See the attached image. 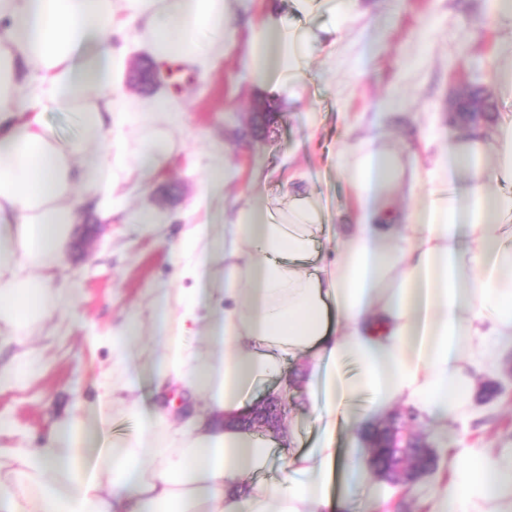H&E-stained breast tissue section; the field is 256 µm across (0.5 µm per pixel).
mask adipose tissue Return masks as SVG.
Instances as JSON below:
<instances>
[{"label": "adipose tissue", "instance_id": "obj_1", "mask_svg": "<svg viewBox=\"0 0 512 512\" xmlns=\"http://www.w3.org/2000/svg\"><path fill=\"white\" fill-rule=\"evenodd\" d=\"M127 27L142 30L156 61H194L199 35L224 29V0H0V343L30 336L68 301L50 282L81 218L76 189L111 190L124 166L101 154L113 126L142 117L112 87L123 64L112 32ZM312 40L267 17L247 66L263 86L299 80ZM49 112L77 113L80 134L60 140ZM396 169L390 153L347 151L341 172L360 213L338 226L331 253H311L322 229L314 207L273 220L257 192L223 242L186 243L199 275L224 256L208 354L183 343V318L160 305L163 372L204 394L203 407L177 426L142 414L93 476L63 423L20 453L15 479L0 477V512H373L368 450L338 448V429L363 432L397 404L446 427L470 410L469 369L493 362L490 338L512 341V120L492 139L450 144L406 218ZM298 357L317 437L267 481L271 441L235 421L256 384ZM337 466L339 501L328 491ZM452 470L451 484L430 488L429 512H512V457L463 449Z\"/></svg>", "mask_w": 512, "mask_h": 512}]
</instances>
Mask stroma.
<instances>
[{
  "label": "stroma",
  "instance_id": "35a3bbf8",
  "mask_svg": "<svg viewBox=\"0 0 512 512\" xmlns=\"http://www.w3.org/2000/svg\"><path fill=\"white\" fill-rule=\"evenodd\" d=\"M224 7L223 54L201 65L181 63L152 94L129 82L130 65L153 55L148 39L132 29L112 35L126 63L113 72V86L145 114L113 137L132 152L149 131L161 138L165 151L156 167L120 175L111 195L75 225L67 262L54 282L72 293V305L54 312L24 342L0 348L2 475L14 474L18 449L41 447L63 420H74L91 475L116 438L136 432L135 408L159 409L176 421L182 410L200 404V396L180 384L156 379L166 348L156 334L153 305L159 297L176 303L196 287L181 245L223 235L229 201L247 200L259 189L275 219L288 206L314 200L325 227L315 247L329 249L336 244L337 225L358 215L339 166L348 146L368 141L397 156L398 205L407 214L415 204L412 186L448 146L453 131L448 103L461 85L483 84L495 103L488 126L512 114L498 80L500 71L512 66V26H482L487 0H350L349 20L342 26L324 6L304 14L292 0H226ZM270 12L288 27L338 29L335 38L315 45L303 79L289 91L258 86L245 65V46ZM378 17L384 20L379 32ZM159 98L172 100L177 113L153 112ZM259 98L279 112L270 133L255 138L247 120ZM423 126L432 129L431 140L418 138ZM226 171L231 177L224 187L206 190L209 176ZM142 212L150 213L152 224L133 223V215ZM129 327L134 333L126 351L116 355L112 338ZM31 353L37 363L25 379L6 377L11 363ZM495 353V366L471 370L474 388L500 385L493 401L473 397L470 414L449 422L442 435L414 423L438 461L433 473L407 487L402 512H424L430 485L449 478L448 458L458 449L512 454V378L505 373L512 343H500ZM121 361L132 386L103 398L101 385ZM285 381L290 384L285 423L296 426L303 445H311L316 430L307 414L303 362L258 384L249 400L264 399Z\"/></svg>",
  "mask_w": 512,
  "mask_h": 512
}]
</instances>
